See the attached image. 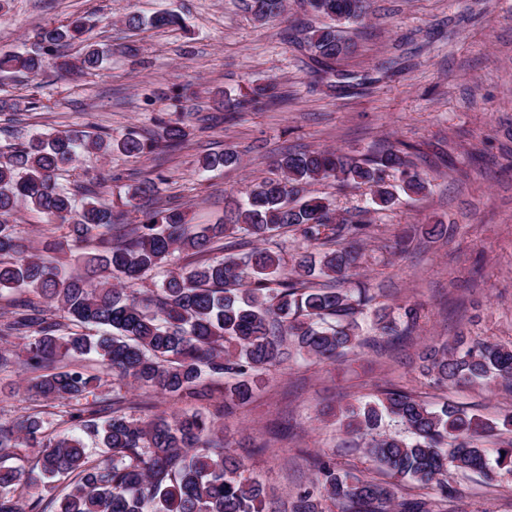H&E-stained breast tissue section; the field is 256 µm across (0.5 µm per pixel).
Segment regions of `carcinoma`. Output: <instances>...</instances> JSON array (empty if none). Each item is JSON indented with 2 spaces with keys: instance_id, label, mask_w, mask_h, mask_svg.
<instances>
[{
  "instance_id": "carcinoma-1",
  "label": "carcinoma",
  "mask_w": 512,
  "mask_h": 512,
  "mask_svg": "<svg viewBox=\"0 0 512 512\" xmlns=\"http://www.w3.org/2000/svg\"><path fill=\"white\" fill-rule=\"evenodd\" d=\"M325 22L305 26L303 43L311 51L315 75L328 84L350 75L335 62L355 51L341 35L345 24L361 25L366 0H309ZM259 23L282 17L286 0H249ZM175 26L171 13L145 21L137 14L126 25ZM76 45L71 58L64 49ZM104 51L83 17L41 28L30 47L0 55V73L36 79L46 67L62 75L103 67ZM273 104L269 85L222 94L228 114ZM190 127L181 118L161 121L155 137L129 132L118 140L106 134L57 130L35 133L0 152V291L28 290L63 313L48 316L38 303L22 300L0 307V369L21 364L38 373L31 389L45 402L80 401L101 387V378L65 361L94 354L113 378L156 393L202 400L206 380L224 379V401L248 402L260 376L295 354L304 360L337 362L380 341L412 335L417 307L374 306L360 283L338 288L359 267L354 243L370 224L361 212L339 217L335 203L310 194L312 184L333 179L340 185L366 184L371 208L386 210L397 201V176L410 195L427 191V180L408 155L390 146L359 161L338 150L288 152L274 178L248 187L234 202L230 223L188 230L177 207L143 212L140 224L112 244L121 214L102 201L104 184L73 189L63 173L90 156L112 153L139 159L160 144L176 147ZM232 149L207 154L201 169L236 167ZM155 182L127 187V205L150 195ZM24 208L67 232L46 237L28 254L7 217ZM287 232L299 234L292 265L265 241ZM97 242L83 272L72 274L65 258L73 243ZM224 251L218 261H198L170 270L161 285L142 293L134 285L171 261L175 253ZM372 316L375 336L361 334L360 320ZM421 374L435 385L490 387L512 384V345L490 340L428 348ZM96 407L68 413L71 421L100 445L92 455L84 439L56 435L44 411L29 408L13 424H0V512H266L269 491L243 476V465L215 439L214 420L198 411L171 418H133L119 400L94 399ZM336 424L359 441L368 458L391 476L431 486L436 498L407 499L395 486L357 478L312 456V485L299 491L290 512H448L450 478L472 473L492 478L512 474V411L489 420L452 402L432 404L407 391L387 388L336 412Z\"/></svg>"
}]
</instances>
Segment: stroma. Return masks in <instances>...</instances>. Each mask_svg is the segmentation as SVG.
I'll use <instances>...</instances> for the list:
<instances>
[{
	"label": "stroma",
	"instance_id": "stroma-1",
	"mask_svg": "<svg viewBox=\"0 0 512 512\" xmlns=\"http://www.w3.org/2000/svg\"><path fill=\"white\" fill-rule=\"evenodd\" d=\"M356 32L357 54L345 68L346 88L314 83L308 51L286 38L313 20L306 0H287L279 20L254 22L246 0H8L0 14V52L27 45L40 28L75 15L88 20L95 41L112 49L99 71L64 78L0 79V144L35 132L76 129L119 138L152 132L176 107L190 110L192 133L180 147L165 146L138 160L120 154L86 158L70 173L74 183L105 181V199L140 222L152 203H174L193 223L219 224L228 202L254 180L274 176L286 150L339 149L362 159L379 148H407L427 177L422 196L400 195L389 211L371 214V237L361 246L359 278L379 304L419 307V328L389 355L370 353L332 364L293 360L268 371L253 401L218 421L224 449L246 475L274 497L266 512L307 487L308 454H320L357 476L391 477L362 450L351 448L327 408L396 386L422 399L450 400L489 418L512 411L501 388L442 389L412 368L431 339L466 335L512 342V0H367ZM166 10L181 16L170 28L128 31L125 18ZM399 62L391 76L381 61ZM271 81L287 93L282 108L239 113L225 122L215 92ZM231 148L240 166L200 172L208 153ZM157 178L153 200L126 204L133 173ZM455 225L452 238L427 240L425 224ZM31 374L0 371V421L35 406ZM124 399V411L147 417L179 410V402L143 388L104 386ZM454 512H512V475L494 481L453 477Z\"/></svg>",
	"mask_w": 512,
	"mask_h": 512
}]
</instances>
